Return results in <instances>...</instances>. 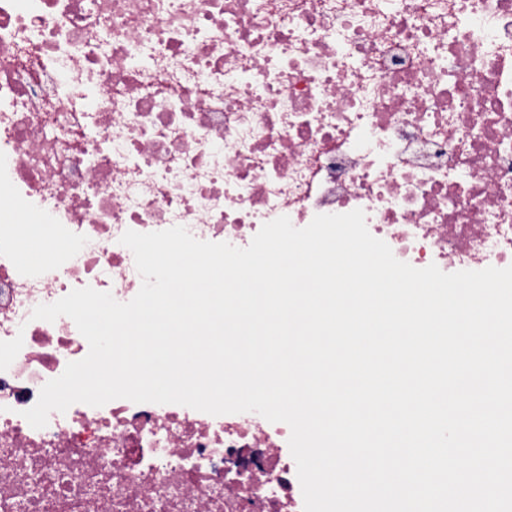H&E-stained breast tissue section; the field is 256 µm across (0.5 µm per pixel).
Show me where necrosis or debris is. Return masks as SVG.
I'll return each instance as SVG.
<instances>
[{
	"label": "necrosis or debris",
	"instance_id": "obj_1",
	"mask_svg": "<svg viewBox=\"0 0 512 512\" xmlns=\"http://www.w3.org/2000/svg\"><path fill=\"white\" fill-rule=\"evenodd\" d=\"M359 209L416 268L512 265V0H0V512H304L286 423L24 411L142 279L125 231L247 247Z\"/></svg>",
	"mask_w": 512,
	"mask_h": 512
}]
</instances>
